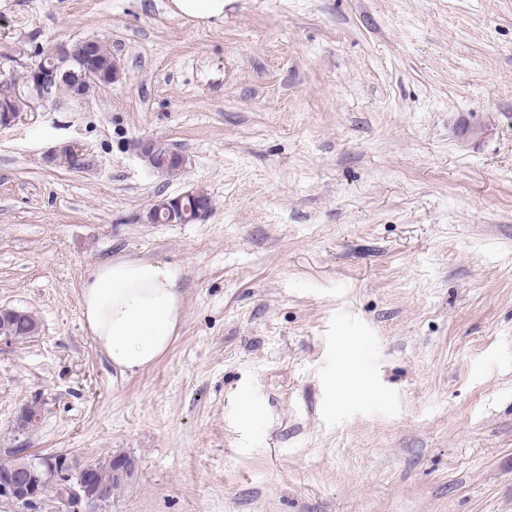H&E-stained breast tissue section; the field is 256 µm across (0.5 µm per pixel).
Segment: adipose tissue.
I'll return each instance as SVG.
<instances>
[{"instance_id": "adipose-tissue-1", "label": "adipose tissue", "mask_w": 512, "mask_h": 512, "mask_svg": "<svg viewBox=\"0 0 512 512\" xmlns=\"http://www.w3.org/2000/svg\"><path fill=\"white\" fill-rule=\"evenodd\" d=\"M180 264L119 255L98 263L81 295L83 325L120 374L157 364L179 331Z\"/></svg>"}]
</instances>
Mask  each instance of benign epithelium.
I'll return each mask as SVG.
<instances>
[{
    "label": "benign epithelium",
    "instance_id": "7a95c632",
    "mask_svg": "<svg viewBox=\"0 0 512 512\" xmlns=\"http://www.w3.org/2000/svg\"><path fill=\"white\" fill-rule=\"evenodd\" d=\"M100 45L98 40H82L57 46L55 57L59 62L51 67H31L22 84L16 85L15 99L32 108L36 104L60 102L63 91L71 98L80 99L86 95L90 79L102 86L112 84L119 77L117 63L106 69L92 66ZM138 151L148 168L171 176L180 174L191 164L189 155L184 152L160 154V144L152 139L140 141ZM46 160L50 164L64 161L72 169L84 167L81 154L70 145L51 151ZM190 201L195 202V208L188 206ZM210 212V204L202 198V192L190 191L155 200L147 211V221L151 224H187L205 219ZM20 315L22 311L19 309H0V341L13 340V322ZM22 454L31 459V465L24 470L9 463L0 464L1 498L20 503L34 512L41 503L43 482L51 480L58 488L59 512H93L110 505V495L91 483L88 466H81L62 455L33 453L26 448L22 449Z\"/></svg>",
    "mask_w": 512,
    "mask_h": 512
}]
</instances>
